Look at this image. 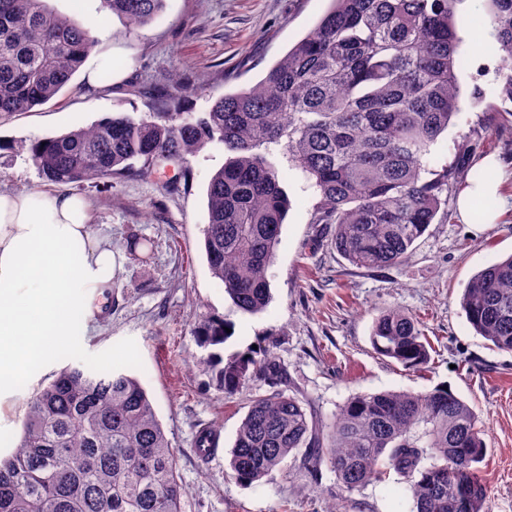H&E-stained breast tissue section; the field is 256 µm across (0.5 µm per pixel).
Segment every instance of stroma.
Listing matches in <instances>:
<instances>
[{"instance_id":"35a3bbf8","label":"stroma","mask_w":512,"mask_h":512,"mask_svg":"<svg viewBox=\"0 0 512 512\" xmlns=\"http://www.w3.org/2000/svg\"><path fill=\"white\" fill-rule=\"evenodd\" d=\"M60 13L92 27L100 45H111L119 79L89 90L82 74L74 88L28 112L0 114V189L56 193L30 157L32 141L61 134L120 113L148 115V94L165 77L178 75L203 92L183 107L205 111L210 97L233 93L262 79L327 10L329 0H167L154 23L130 28L103 9L101 0H48ZM457 80L462 108L433 145L430 169L452 163L458 146H476L471 165L495 154L508 176L502 183L497 223L475 230L458 216L456 191L434 224L401 263L383 269L350 265L330 245L331 226L312 221L319 195L301 172L290 170L283 187L290 210L273 267V299L259 314L242 313L210 273L203 248L207 183L224 164V149L212 143L188 158L177 188L166 174H126L85 183L92 230L106 236L116 257L110 302L79 321L69 349L34 369L30 387L0 398V420L10 454L28 402L69 364L108 365L137 375L153 402L177 459L186 488L182 512H412L414 501L396 477L372 482L346 495L335 474L322 468L310 477L299 460L262 480L244 484L228 466L230 450L250 400L275 389L296 395L319 421L360 393L424 392L448 385L479 417L487 453L478 476L487 488L486 512H512V352L476 335L461 297L479 271L512 255V142L486 133V120L512 122V100L502 92L507 74L496 43L486 35V0H458ZM152 243L146 263L129 259L128 241ZM398 309L416 315L431 344L428 368L404 369L378 355L370 341L379 313ZM224 320L232 335L225 358L251 348L269 352L278 378L250 379L225 397L200 357L193 335L203 317ZM220 434L216 454L194 449L198 431Z\"/></svg>"}]
</instances>
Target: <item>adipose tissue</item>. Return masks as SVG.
<instances>
[{
  "label": "adipose tissue",
  "instance_id": "obj_1",
  "mask_svg": "<svg viewBox=\"0 0 512 512\" xmlns=\"http://www.w3.org/2000/svg\"><path fill=\"white\" fill-rule=\"evenodd\" d=\"M502 180L499 160L484 157L459 192L460 217L477 198L498 197ZM114 274L112 245L93 233L84 198L0 191V397L70 344L74 314L92 317Z\"/></svg>",
  "mask_w": 512,
  "mask_h": 512
}]
</instances>
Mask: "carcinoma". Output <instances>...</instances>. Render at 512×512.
<instances>
[{
  "mask_svg": "<svg viewBox=\"0 0 512 512\" xmlns=\"http://www.w3.org/2000/svg\"><path fill=\"white\" fill-rule=\"evenodd\" d=\"M457 0H330L315 26L255 86L180 111L191 89L176 76L153 89L156 112L122 114L31 144L46 182L80 186L134 169L144 177L209 143L233 154L208 180L204 250L210 273L243 313L271 300L276 246L288 212L278 158L319 193L312 223L332 224L331 245L350 264L402 262L433 223L474 148L430 172L424 160L461 109ZM491 35L512 60V0H491ZM144 27L166 0H102ZM95 46L89 28L48 0H0V113L55 98ZM461 306L476 334L512 351V256L477 273ZM222 320L194 334L213 351L200 363L232 395L252 375L278 374L267 352L224 361ZM376 352L408 370L428 364L412 315L376 318ZM487 446L472 407L448 386L350 398L328 424L283 391L254 397L230 450L232 475L251 484L289 456L330 466L352 494L393 471L416 512H485L478 477ZM177 457L138 376L69 365L34 396L14 451L0 458V512H182Z\"/></svg>",
  "mask_w": 512,
  "mask_h": 512,
  "instance_id": "1",
  "label": "carcinoma"
}]
</instances>
